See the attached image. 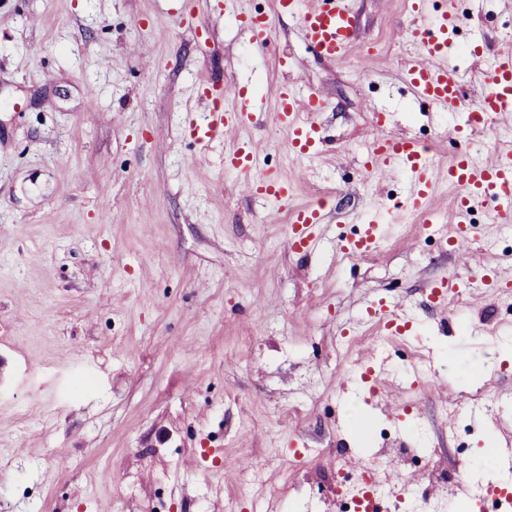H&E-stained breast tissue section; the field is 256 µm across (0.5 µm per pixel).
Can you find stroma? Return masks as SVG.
Here are the masks:
<instances>
[{"label":"stroma","mask_w":512,"mask_h":512,"mask_svg":"<svg viewBox=\"0 0 512 512\" xmlns=\"http://www.w3.org/2000/svg\"><path fill=\"white\" fill-rule=\"evenodd\" d=\"M245 0H0V512H323L289 487L329 485L340 462L381 456L416 495L407 512H480L453 486L457 448L512 443V312L478 293L435 309L443 273L480 275L487 255L512 281V223L476 214L468 269L430 224L400 209L399 172L364 173L373 115L394 134L447 143L453 112L417 103L397 29L406 0H354L362 46L391 45L369 70L314 56L296 19L276 15L256 54L235 16ZM453 8L460 68L512 42V0H437ZM185 24H176L178 15ZM318 89L322 141L285 150L274 107L252 138L263 169L300 179L296 203L327 197L318 244L289 252L288 213L245 195L224 147L197 151L203 84ZM378 202L374 259L336 254ZM411 326L413 365L387 362L383 396L352 366L378 354L373 302ZM360 335L340 349L342 332ZM481 393L473 401V393ZM391 440L373 438L376 427ZM432 453L449 482L416 469Z\"/></svg>","instance_id":"obj_1"}]
</instances>
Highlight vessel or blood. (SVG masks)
Segmentation results:
<instances>
[{
  "mask_svg": "<svg viewBox=\"0 0 512 512\" xmlns=\"http://www.w3.org/2000/svg\"><path fill=\"white\" fill-rule=\"evenodd\" d=\"M430 4L431 0H408L419 23L397 32L412 49V56L403 70V80L412 95L435 111L461 113L462 126L466 129L482 125L488 117L511 116L512 48L504 47L496 52L494 67L485 76L483 92L473 105H465L464 75L448 60L453 48L448 31L454 28L456 18L446 11L433 14ZM275 5V15L288 14L297 18L304 39L322 60L335 63L354 56L361 64L369 63L370 53L356 50L350 0H318L313 7L305 6L303 0H275ZM275 15L238 14L237 19L249 31L255 49L263 52L270 46ZM203 94L208 99V114L204 122L193 124L191 133L198 149L224 144V167L241 174L242 192L288 208L289 249H313L318 242L317 229L323 220L325 201L289 208L294 180L261 171L256 143L238 135L239 130L252 122L256 112L265 109L264 97L246 86L236 90L230 104L216 87L204 88ZM275 108L279 123L287 132L289 152L298 157L313 155L319 137L315 118L326 110V100L316 91L299 97L293 86L285 82L277 89ZM373 127L374 136L364 152L362 167L368 172L403 171L409 184L403 201L406 210L429 214L435 184L441 182L454 187L452 218L443 241L457 254L460 262H467L469 258V246L474 238V209L491 208L495 223H512L511 145L495 150L489 162H477L462 154L451 162L437 163L429 158L417 138L391 134L384 114H375ZM382 215L379 207H371L356 236L337 239V250L352 261L376 250L381 240ZM463 285L469 291L482 293L500 288L502 282L496 275L495 259L487 260L485 275L467 283H460L452 275L436 279L426 289L427 299L433 306H446L449 296Z\"/></svg>",
  "mask_w": 512,
  "mask_h": 512,
  "instance_id": "vessel-or-blood-1",
  "label": "vessel or blood"
}]
</instances>
